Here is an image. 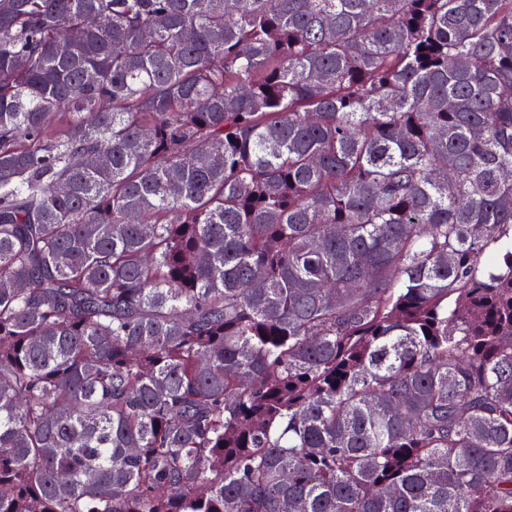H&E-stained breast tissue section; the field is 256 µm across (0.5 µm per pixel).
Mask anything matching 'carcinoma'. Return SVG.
<instances>
[{
	"label": "carcinoma",
	"mask_w": 512,
	"mask_h": 512,
	"mask_svg": "<svg viewBox=\"0 0 512 512\" xmlns=\"http://www.w3.org/2000/svg\"><path fill=\"white\" fill-rule=\"evenodd\" d=\"M0 512H512V0H0Z\"/></svg>",
	"instance_id": "1"
}]
</instances>
